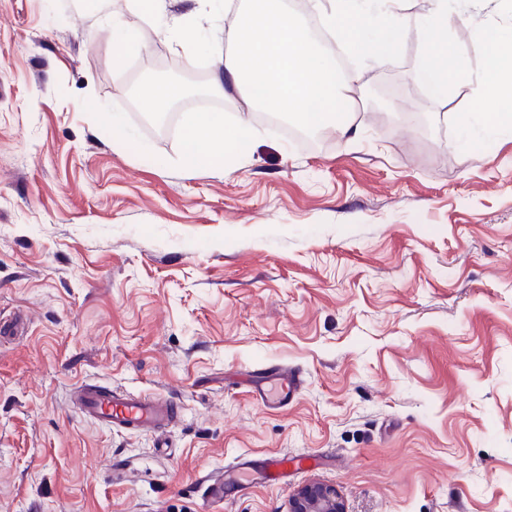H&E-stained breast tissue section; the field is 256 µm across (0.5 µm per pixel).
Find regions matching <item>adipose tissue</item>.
<instances>
[{"instance_id":"ef3b65f1","label":"adipose tissue","mask_w":512,"mask_h":512,"mask_svg":"<svg viewBox=\"0 0 512 512\" xmlns=\"http://www.w3.org/2000/svg\"><path fill=\"white\" fill-rule=\"evenodd\" d=\"M428 2L422 23L430 33L428 53L439 64L424 67L418 77L437 93L448 84L466 80L468 73L454 63L455 48L444 38L450 21L448 0ZM309 4L320 14L325 29L349 52L373 63L385 60L380 41L364 40L343 24L357 9L358 0H309ZM224 32V43L210 44V56L238 91L241 109L229 122L220 112L186 113L185 163H194L196 156L203 155L209 164H222L225 146L249 141L248 115L262 109L306 127L331 128L344 137L357 134L358 123L343 120L341 111L358 94L359 72L339 70L335 56L311 36L287 0H243ZM460 35L484 46L485 73L498 110L484 117L483 123L496 127L501 116L512 113V53L507 50L512 28L466 27Z\"/></svg>"}]
</instances>
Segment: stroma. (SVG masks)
Listing matches in <instances>:
<instances>
[{
  "label": "stroma",
  "instance_id": "stroma-1",
  "mask_svg": "<svg viewBox=\"0 0 512 512\" xmlns=\"http://www.w3.org/2000/svg\"><path fill=\"white\" fill-rule=\"evenodd\" d=\"M426 0H400L401 44L361 64L362 134L310 148L260 119L220 168L180 165L181 111L131 97L164 59L213 80L224 35L177 48L127 0H0V512H287L336 485L347 512H512V128L484 49L456 27H512L504 0H448L469 72L431 96ZM146 29L118 57L121 24ZM392 82L379 122L366 91ZM420 122L403 131L406 112ZM121 130H113V117ZM305 386L270 410L253 375ZM85 381L175 397L162 437L83 418ZM313 463L209 502L207 478L269 453Z\"/></svg>",
  "mask_w": 512,
  "mask_h": 512
}]
</instances>
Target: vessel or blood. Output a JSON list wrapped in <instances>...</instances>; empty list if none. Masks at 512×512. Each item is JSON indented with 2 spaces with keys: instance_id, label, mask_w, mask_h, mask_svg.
Segmentation results:
<instances>
[{
  "instance_id": "vessel-or-blood-1",
  "label": "vessel or blood",
  "mask_w": 512,
  "mask_h": 512,
  "mask_svg": "<svg viewBox=\"0 0 512 512\" xmlns=\"http://www.w3.org/2000/svg\"><path fill=\"white\" fill-rule=\"evenodd\" d=\"M254 395L266 408L279 409L293 401L301 389L298 374L290 369H273L257 377ZM73 403L82 417L109 428L159 435L180 419L179 406L170 397H155L139 392L112 388L97 383L80 384ZM308 456L297 458L275 453L266 456L253 468L257 479L275 484L288 474L307 466Z\"/></svg>"
}]
</instances>
